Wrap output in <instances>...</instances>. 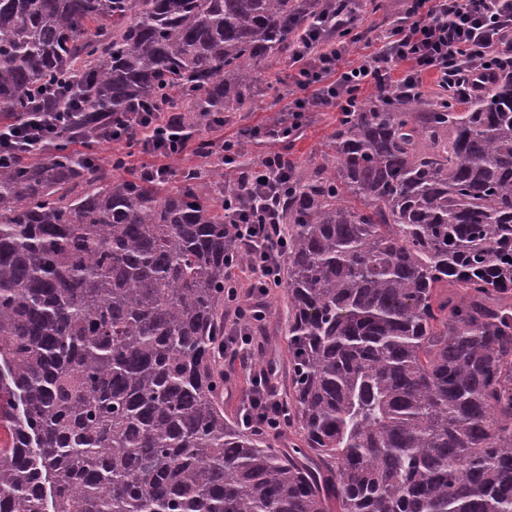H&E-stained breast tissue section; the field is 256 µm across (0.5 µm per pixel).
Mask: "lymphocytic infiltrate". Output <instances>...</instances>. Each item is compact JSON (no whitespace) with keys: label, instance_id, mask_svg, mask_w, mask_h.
I'll return each mask as SVG.
<instances>
[{"label":"lymphocytic infiltrate","instance_id":"1","mask_svg":"<svg viewBox=\"0 0 512 512\" xmlns=\"http://www.w3.org/2000/svg\"><path fill=\"white\" fill-rule=\"evenodd\" d=\"M306 52L295 55L288 76L292 91L287 118L277 126L251 128L247 136L266 135L289 139L306 121L308 112L329 105L343 107L362 87L388 90L420 88L422 76L434 73L437 80L454 88L460 98L488 94L494 81L489 57L497 47L512 53V0H408L404 21L387 31L386 49L369 56L357 69H338L342 44L325 46L318 30L302 35ZM72 112H33L9 128L0 126V156L40 150L64 129L72 128ZM134 129L142 153L167 158L182 153V138L175 115L162 112L127 113L124 125L104 128L102 135L115 142ZM251 176L269 191L254 208L242 211L232 230L236 241L249 247L248 270L252 285L265 291L280 280V250L284 229L274 198L288 190V159L271 150L252 167ZM254 396L243 414L245 425H277L274 412L282 401L269 375L255 378Z\"/></svg>","mask_w":512,"mask_h":512}]
</instances>
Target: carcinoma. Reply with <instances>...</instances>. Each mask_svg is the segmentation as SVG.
Returning <instances> with one entry per match:
<instances>
[{
    "label": "carcinoma",
    "mask_w": 512,
    "mask_h": 512,
    "mask_svg": "<svg viewBox=\"0 0 512 512\" xmlns=\"http://www.w3.org/2000/svg\"><path fill=\"white\" fill-rule=\"evenodd\" d=\"M333 0H0V112L251 100ZM61 135L0 165V512H512V66L354 102L289 170L285 424L224 416L242 169L175 183ZM454 288L450 295L440 293Z\"/></svg>",
    "instance_id": "cac0c4a2"
}]
</instances>
